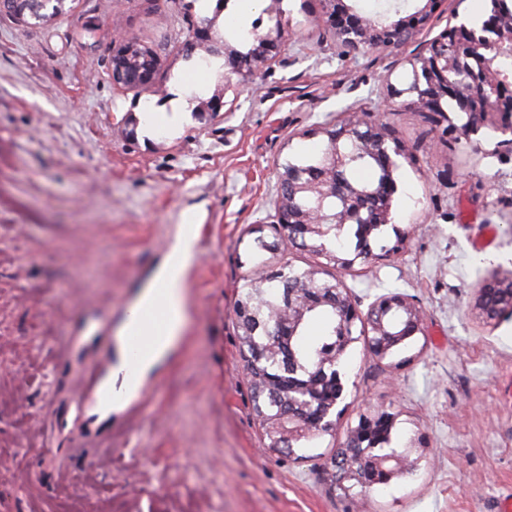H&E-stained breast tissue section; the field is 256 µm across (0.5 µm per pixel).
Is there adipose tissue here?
I'll return each mask as SVG.
<instances>
[{"mask_svg":"<svg viewBox=\"0 0 512 512\" xmlns=\"http://www.w3.org/2000/svg\"><path fill=\"white\" fill-rule=\"evenodd\" d=\"M194 251V236L189 230H181L170 247L166 262L158 269L154 278L143 287L138 297V305L160 307L166 319L165 334L146 352L140 366L141 375H148L167 355L186 326V300L182 275L191 262Z\"/></svg>","mask_w":512,"mask_h":512,"instance_id":"1","label":"adipose tissue"}]
</instances>
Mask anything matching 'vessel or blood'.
I'll list each match as a JSON object with an SVG mask.
<instances>
[{
  "instance_id": "1",
  "label": "vessel or blood",
  "mask_w": 512,
  "mask_h": 512,
  "mask_svg": "<svg viewBox=\"0 0 512 512\" xmlns=\"http://www.w3.org/2000/svg\"><path fill=\"white\" fill-rule=\"evenodd\" d=\"M149 336H130L125 340V357L116 369L102 368L101 365H89L79 380L81 396L91 397L94 405H108L112 402L113 380H129L136 378L140 359L152 344Z\"/></svg>"
}]
</instances>
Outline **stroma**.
I'll use <instances>...</instances> for the list:
<instances>
[{
    "mask_svg": "<svg viewBox=\"0 0 512 512\" xmlns=\"http://www.w3.org/2000/svg\"><path fill=\"white\" fill-rule=\"evenodd\" d=\"M238 3L0 12V512H59L69 496L83 512H499L512 499V313L486 323L472 307L485 279L512 277V152L492 128L443 135L403 94L422 47L451 21L479 29L489 0H441L407 43L345 55L319 0H258L251 26L285 32L228 84L224 61L245 49L228 32ZM198 26L209 40H195ZM117 35L157 53L152 85L113 86ZM200 57L213 67L188 119L146 134L142 110L167 108ZM363 112L406 154L376 261L336 268L281 246L273 216L288 160ZM188 219L183 335L124 406L79 413L81 372L107 351L120 361L119 330ZM259 237L278 245L261 262ZM286 264L339 281L358 312L396 290L421 315L395 356L362 335L347 347L333 425L305 458L270 446L234 314L244 282ZM381 413L410 473L367 494L339 489L332 456Z\"/></svg>",
    "mask_w": 512,
    "mask_h": 512,
    "instance_id": "35a3bbf8",
    "label": "stroma"
}]
</instances>
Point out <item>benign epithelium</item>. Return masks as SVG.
<instances>
[{
  "label": "benign epithelium",
  "mask_w": 512,
  "mask_h": 512,
  "mask_svg": "<svg viewBox=\"0 0 512 512\" xmlns=\"http://www.w3.org/2000/svg\"><path fill=\"white\" fill-rule=\"evenodd\" d=\"M47 0H0V9H7L23 17L43 8ZM437 0H425L422 7L398 20L368 18L353 7L344 4V0H322V12L327 23L332 27L337 41L345 46L361 49L365 47L387 51L395 48L423 28L432 17ZM500 30L498 39L488 46H483L476 34L465 24L448 25L439 36L428 43L424 53L413 60L417 74L416 84L409 89L411 98L407 106L415 112H434L433 102L450 98L455 101L458 110L466 115L462 126L448 123L446 132L468 138L483 127L490 126L502 134L512 133V97L503 91L505 80L509 75L494 65L495 59L481 55L488 49L498 56H512V21H497ZM256 46L252 57L242 63L228 65L224 80L232 77H246L277 48V39L270 34H260L255 38ZM112 84L121 88H136L152 80V73L139 70L110 69ZM369 131H359L356 120H351L343 131L332 139L327 155L328 171L318 177L296 174L294 179L280 184L279 192L289 198L300 196L306 199H323L336 196L342 200V206L336 209L338 224H371L378 213L374 205L375 194L361 191L353 186L343 185L336 179V172L345 168L353 156L342 151L340 141L349 136L357 140L367 151L381 149L386 155L400 156V145L389 146V136L382 120L370 114L363 118ZM276 223L288 232L297 224H307L315 232L321 233L322 218L318 210L301 205L288 206V214H283V207H277ZM325 301L333 304L341 316L338 333L340 342L348 344L354 340L353 330L356 311L345 295L341 286H336L335 295L327 296ZM476 309L486 322L497 320L504 312L512 309V282L492 277L486 280L480 289ZM318 399L309 397L300 403V410L290 411L280 417L274 425V431L284 438L293 439L316 432L308 421V411L313 409ZM374 472L364 471L362 455L345 457L337 465L341 478H357L367 484L373 473L382 472L391 475L405 470L403 460L394 454H385L373 459Z\"/></svg>",
  "instance_id": "benign-epithelium-1"
}]
</instances>
